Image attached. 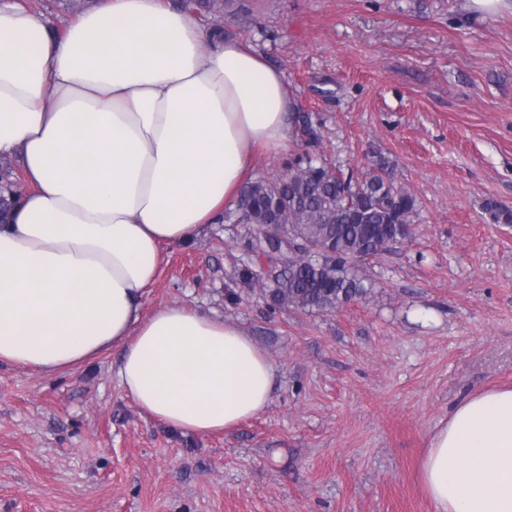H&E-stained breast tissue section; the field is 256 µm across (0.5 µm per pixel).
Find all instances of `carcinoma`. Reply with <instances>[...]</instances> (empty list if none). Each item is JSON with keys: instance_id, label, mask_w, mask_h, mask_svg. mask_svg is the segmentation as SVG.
Wrapping results in <instances>:
<instances>
[{"instance_id": "cac0c4a2", "label": "carcinoma", "mask_w": 512, "mask_h": 512, "mask_svg": "<svg viewBox=\"0 0 512 512\" xmlns=\"http://www.w3.org/2000/svg\"><path fill=\"white\" fill-rule=\"evenodd\" d=\"M201 15L219 14L224 0H180ZM301 174L261 177L247 184L237 208L224 221L255 226L245 241L235 284L261 282L260 295L273 310L332 312L373 290L366 259L387 251L394 225L408 224L416 198L397 185L385 161L357 175L303 154L288 163ZM18 170L0 159V224L20 201L15 191ZM494 224H512V208L494 202L485 206ZM330 254L314 259L308 247Z\"/></svg>"}]
</instances>
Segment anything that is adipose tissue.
Returning a JSON list of instances; mask_svg holds the SVG:
<instances>
[{
  "label": "adipose tissue",
  "mask_w": 512,
  "mask_h": 512,
  "mask_svg": "<svg viewBox=\"0 0 512 512\" xmlns=\"http://www.w3.org/2000/svg\"><path fill=\"white\" fill-rule=\"evenodd\" d=\"M294 109L282 71L172 0H99L59 35L0 5V157L29 186L0 225V363L53 376L118 345L113 377L172 427L264 411L274 369L236 323L142 307L165 247L235 207L258 153L290 149ZM420 476L434 512H512V388L458 404Z\"/></svg>",
  "instance_id": "1"
}]
</instances>
